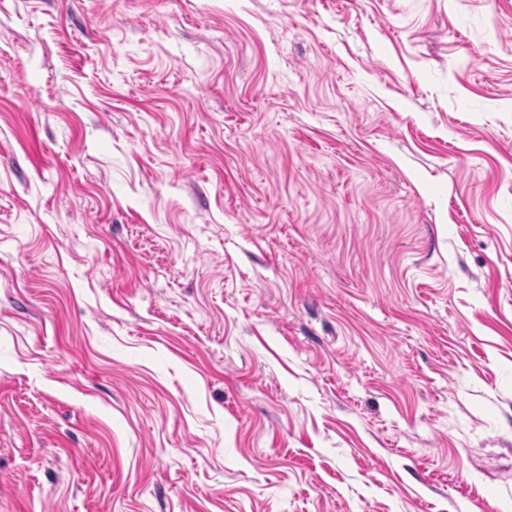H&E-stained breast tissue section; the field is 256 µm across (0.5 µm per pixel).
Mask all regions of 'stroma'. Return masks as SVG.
Masks as SVG:
<instances>
[{
  "instance_id": "1",
  "label": "stroma",
  "mask_w": 512,
  "mask_h": 512,
  "mask_svg": "<svg viewBox=\"0 0 512 512\" xmlns=\"http://www.w3.org/2000/svg\"><path fill=\"white\" fill-rule=\"evenodd\" d=\"M0 512H512V0H0Z\"/></svg>"
}]
</instances>
